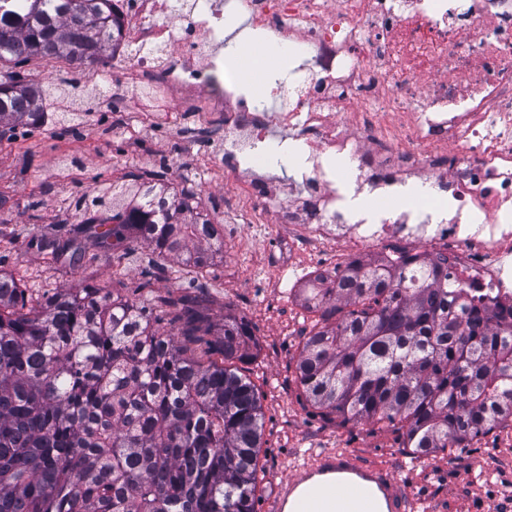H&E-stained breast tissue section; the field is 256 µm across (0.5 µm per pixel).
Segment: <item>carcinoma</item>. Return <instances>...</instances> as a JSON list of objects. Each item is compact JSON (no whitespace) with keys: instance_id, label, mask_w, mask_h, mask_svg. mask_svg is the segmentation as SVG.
Instances as JSON below:
<instances>
[{"instance_id":"carcinoma-1","label":"carcinoma","mask_w":512,"mask_h":512,"mask_svg":"<svg viewBox=\"0 0 512 512\" xmlns=\"http://www.w3.org/2000/svg\"><path fill=\"white\" fill-rule=\"evenodd\" d=\"M119 26L110 0H0V125L37 126L74 86L15 71L32 58L99 63ZM114 183L112 225L78 239L151 250L130 294L81 280L34 291L0 271V512H255L263 414L249 363L253 328H216L197 298L154 292L162 260L204 288L218 229L195 193ZM178 325L177 332L162 324ZM297 380L321 409L401 433L416 456L453 453L512 424V337L448 292L433 269H368L338 282L304 330ZM223 356L218 362L213 354Z\"/></svg>"}]
</instances>
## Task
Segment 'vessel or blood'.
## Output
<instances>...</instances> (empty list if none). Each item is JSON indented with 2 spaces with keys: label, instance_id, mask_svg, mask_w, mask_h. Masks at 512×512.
Segmentation results:
<instances>
[{
  "label": "vessel or blood",
  "instance_id": "obj_1",
  "mask_svg": "<svg viewBox=\"0 0 512 512\" xmlns=\"http://www.w3.org/2000/svg\"><path fill=\"white\" fill-rule=\"evenodd\" d=\"M417 501L391 469L353 450L312 453L278 483L271 512H414Z\"/></svg>",
  "mask_w": 512,
  "mask_h": 512
}]
</instances>
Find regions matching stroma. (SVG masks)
Masks as SVG:
<instances>
[{
	"label": "stroma",
	"mask_w": 512,
	"mask_h": 512,
	"mask_svg": "<svg viewBox=\"0 0 512 512\" xmlns=\"http://www.w3.org/2000/svg\"><path fill=\"white\" fill-rule=\"evenodd\" d=\"M24 74L49 83L65 78L81 88H99L82 126L58 118L45 102L42 125H18L0 131V270L21 278L25 287L44 291L66 288L91 277L102 285L121 286L139 277V259L147 249L139 239L126 252L109 253L82 240L78 260L59 264L37 248L44 235H68L80 217L92 213L93 199L129 174L157 173L166 188L193 182L204 213L235 221L240 197L232 178L210 169L221 156L220 141L202 142L193 113L177 115L176 131L164 138L129 134L130 115L112 112V88L120 78L111 70L78 68L59 59H33ZM280 255L262 234L247 230L235 244L215 252L201 295L215 323L246 318L256 343L246 370L257 385L264 435V467L255 512H266L276 485L289 466L321 448H354L367 460L392 468L418 497L416 512H492L512 492V457L499 448L512 440L504 429L452 455L414 458L397 432L382 425L344 419L314 407L296 379L303 346L306 311L288 300L278 286Z\"/></svg>",
	"instance_id": "1"
}]
</instances>
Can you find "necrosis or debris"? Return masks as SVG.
I'll use <instances>...</instances> for the list:
<instances>
[{
    "label": "necrosis or debris",
    "instance_id": "1",
    "mask_svg": "<svg viewBox=\"0 0 512 512\" xmlns=\"http://www.w3.org/2000/svg\"><path fill=\"white\" fill-rule=\"evenodd\" d=\"M122 23L112 67L131 124L165 137L169 102L224 143L248 223L272 222V248L304 241L305 271L280 285L311 301L337 275L398 259L446 271L464 302L512 327V0H112ZM237 22L226 30L227 19ZM288 45L287 85L244 93L224 41ZM297 141L306 167L284 176L267 150ZM430 186L405 203L400 188ZM366 200L364 210L349 195ZM343 250L327 268L323 244Z\"/></svg>",
    "mask_w": 512,
    "mask_h": 512
}]
</instances>
